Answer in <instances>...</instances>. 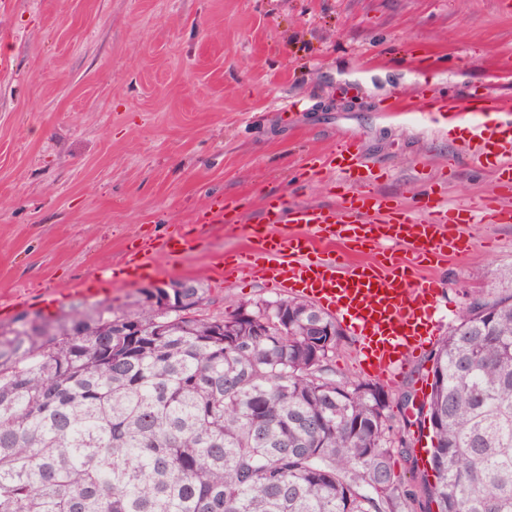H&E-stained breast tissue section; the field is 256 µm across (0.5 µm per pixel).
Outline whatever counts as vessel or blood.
I'll use <instances>...</instances> for the list:
<instances>
[{"label": "vessel or blood", "instance_id": "b4317fda", "mask_svg": "<svg viewBox=\"0 0 512 512\" xmlns=\"http://www.w3.org/2000/svg\"><path fill=\"white\" fill-rule=\"evenodd\" d=\"M507 120L482 139V154L502 188L501 196L450 205L426 193L418 217H407L391 199L363 190L364 163L354 142L340 145L328 164L348 188L335 209L303 207L284 211L267 198L247 252L230 269L243 280H259L278 291L311 300L349 320L362 343L367 375L395 382L409 353L430 339L438 281L425 277L448 257L465 253L468 224H512V104L500 103ZM196 238H147L128 248L126 279L139 278L154 255L178 257L197 250ZM406 247L409 258L396 256Z\"/></svg>", "mask_w": 512, "mask_h": 512}]
</instances>
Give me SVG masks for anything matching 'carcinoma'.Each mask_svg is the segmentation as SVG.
Returning a JSON list of instances; mask_svg holds the SVG:
<instances>
[{"mask_svg": "<svg viewBox=\"0 0 512 512\" xmlns=\"http://www.w3.org/2000/svg\"><path fill=\"white\" fill-rule=\"evenodd\" d=\"M206 292L190 278L0 324V512H512V270L437 343L400 425L380 384L336 379L331 314L241 301L267 323L254 336ZM426 424L416 485L394 459L415 470Z\"/></svg>", "mask_w": 512, "mask_h": 512, "instance_id": "carcinoma-1", "label": "carcinoma"}]
</instances>
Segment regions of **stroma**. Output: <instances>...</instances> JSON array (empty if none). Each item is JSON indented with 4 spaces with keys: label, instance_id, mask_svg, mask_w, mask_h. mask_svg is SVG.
Returning <instances> with one entry per match:
<instances>
[{
    "label": "stroma",
    "instance_id": "35a3bbf8",
    "mask_svg": "<svg viewBox=\"0 0 512 512\" xmlns=\"http://www.w3.org/2000/svg\"><path fill=\"white\" fill-rule=\"evenodd\" d=\"M1 51L3 323L84 288L129 304L186 277L215 312L273 297L217 271L247 247L266 197L335 205L342 180L306 166L344 139L369 162L367 189L403 206L434 178L451 203L499 192L422 109L512 100V0H0ZM220 198L233 223H199ZM179 231L201 246L112 278L131 238ZM469 232L470 251L437 272L439 338L512 269V224Z\"/></svg>",
    "mask_w": 512,
    "mask_h": 512
}]
</instances>
